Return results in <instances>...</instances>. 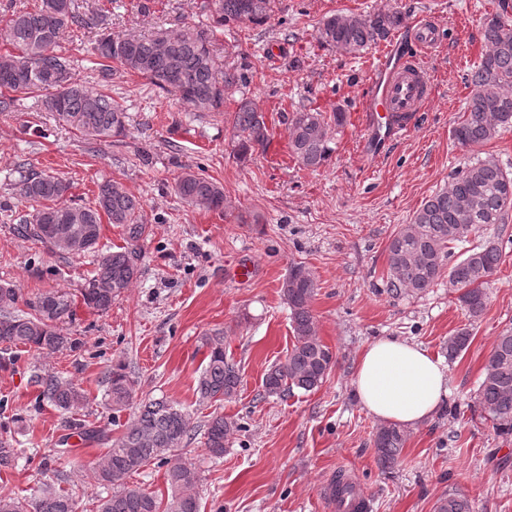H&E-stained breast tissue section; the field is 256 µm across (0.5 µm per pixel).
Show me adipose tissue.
<instances>
[{
  "label": "adipose tissue",
  "mask_w": 512,
  "mask_h": 512,
  "mask_svg": "<svg viewBox=\"0 0 512 512\" xmlns=\"http://www.w3.org/2000/svg\"><path fill=\"white\" fill-rule=\"evenodd\" d=\"M352 385L375 419L415 428L436 414L448 395V368L421 345L382 336L359 351Z\"/></svg>",
  "instance_id": "ef3b65f1"
}]
</instances>
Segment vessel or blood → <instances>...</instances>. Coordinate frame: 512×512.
<instances>
[{
  "instance_id": "b4317fda",
  "label": "vessel or blood",
  "mask_w": 512,
  "mask_h": 512,
  "mask_svg": "<svg viewBox=\"0 0 512 512\" xmlns=\"http://www.w3.org/2000/svg\"><path fill=\"white\" fill-rule=\"evenodd\" d=\"M412 50L386 46L373 67L371 82L362 99L363 146L376 153L382 142H393L414 130L435 92L430 55L440 42L433 17L411 25Z\"/></svg>"
}]
</instances>
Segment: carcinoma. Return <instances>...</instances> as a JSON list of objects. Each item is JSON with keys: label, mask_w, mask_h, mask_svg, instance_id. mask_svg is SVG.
<instances>
[{"label": "carcinoma", "mask_w": 512, "mask_h": 512, "mask_svg": "<svg viewBox=\"0 0 512 512\" xmlns=\"http://www.w3.org/2000/svg\"><path fill=\"white\" fill-rule=\"evenodd\" d=\"M211 23L206 27L182 25L153 37L103 33L92 43L90 54L99 59L102 77L107 63L115 62L127 72L152 85L175 93L190 112L202 116L224 111V98L241 91L248 77L237 70H224V80L215 77L212 42L226 26L249 22L262 24L270 18L271 0H212ZM405 14L385 11L370 19L363 15L336 13L317 27L319 45L345 55L357 56L402 27ZM88 19L76 11L74 0H40L34 11L15 10L4 29L10 49L0 53V112L14 107L17 94L43 90L50 94L38 100L39 111L51 112L67 128L89 141L106 142L124 134L126 112L112 97L94 91L73 79L72 61L57 52L61 33ZM482 35L486 47L481 60L467 75L471 95L464 117L452 130L462 147L483 145L512 128V15L508 3L484 18ZM347 115L338 108L332 116L317 108H303L286 119L288 146L302 167L316 170L330 157L331 126H342ZM237 132V157L247 159L263 148L271 136L263 112L248 97H241L233 112ZM70 190L64 179L28 171L21 176L20 194L32 212L15 225V233L62 258L94 254L97 264L80 289L82 303L103 315L123 295L139 274L140 242L147 236L140 201L120 183L99 184L93 204L70 206L59 203ZM175 193L186 204L199 208L226 206L224 188L192 171L175 182ZM512 210V173L487 157L464 164L452 181L426 199L410 222L393 234L387 246L388 268L383 280L389 294L420 295L446 278L455 287L456 300L474 320L484 312L486 284L495 274L502 249L495 242L465 246L480 224H503ZM121 228L125 245L100 249L102 219ZM465 250L454 256V249ZM313 272L302 263L290 266L281 286L290 310L294 342L284 360L266 373L264 397H282L295 390L313 392L326 381L334 365L332 351L316 334L312 300L317 292ZM18 294L0 285V344L23 346L39 355L74 348L76 340L65 334L62 323L72 318L71 301L62 296H39L25 301L28 311L16 307ZM471 341L464 327L448 338V358L455 359ZM207 363L197 380L199 400L224 401L237 396L241 376L227 358L224 341L204 339ZM106 396L112 414L123 412L133 401L134 380L122 364L112 366L105 377ZM40 397L56 408L75 414L84 405V390L55 376H38ZM478 401L494 428L512 434V329L501 331L484 364ZM198 425L192 413L167 399L140 401L137 415L115 438L105 429H86L90 441H107L110 447L93 463L96 483L110 494L96 498L95 512H199L200 476L185 461L181 450L192 443ZM236 429L222 415L204 424V447L220 458ZM406 442L403 429L383 425L375 433L378 465L389 469L397 462ZM16 449L0 439V468L15 464ZM166 467L170 494L163 500L128 482L150 462ZM0 512H76V500L68 491L45 485L39 496L20 499L0 495ZM434 512H474L473 502L452 491L439 499Z\"/></svg>", "instance_id": "carcinoma-1"}]
</instances>
